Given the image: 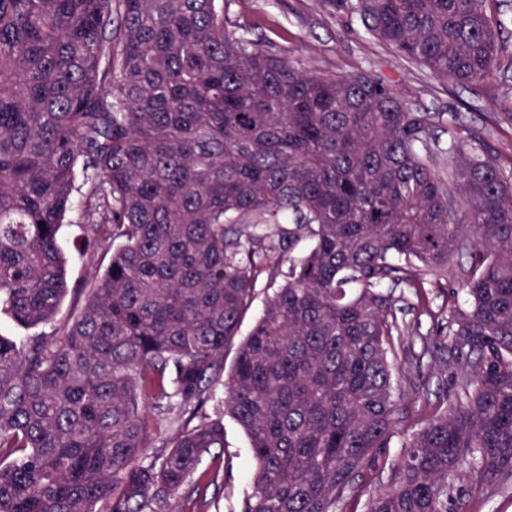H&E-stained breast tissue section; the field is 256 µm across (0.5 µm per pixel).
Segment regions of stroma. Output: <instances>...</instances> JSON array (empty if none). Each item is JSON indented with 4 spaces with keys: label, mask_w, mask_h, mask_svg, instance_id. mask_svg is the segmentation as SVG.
I'll return each mask as SVG.
<instances>
[{
    "label": "stroma",
    "mask_w": 512,
    "mask_h": 512,
    "mask_svg": "<svg viewBox=\"0 0 512 512\" xmlns=\"http://www.w3.org/2000/svg\"><path fill=\"white\" fill-rule=\"evenodd\" d=\"M503 23L500 61L497 70L476 85H461L435 78L421 63L402 58L391 47L369 33L355 14H329L317 0H224L230 25L247 27L253 39L274 45L288 58L301 61L325 76H352L369 73L400 91L413 108L432 113L435 133L446 142L459 135L473 134L493 150L505 172H512V0H500ZM75 207L60 231L66 258L68 293L54 321L43 326L46 335L56 334L70 323L84 306L95 285L94 273L105 270L109 255L95 251L85 233L79 207L83 192H75ZM424 291L433 316L419 314L417 298L404 286L395 295L404 299L398 318L415 326L425 336L448 332V313L461 305L446 281L428 279ZM408 377L402 382L403 417L388 448L377 455L376 467L361 480L359 496L345 497L336 512H365L367 501L389 487L393 471L403 451L402 445L416 428L421 404L437 405L452 386L448 372L440 370L413 383L415 363L404 360ZM249 441L232 419L224 421V453L205 455L195 473L207 484L208 499L216 501L220 512H237L251 490Z\"/></svg>",
    "instance_id": "stroma-1"
}]
</instances>
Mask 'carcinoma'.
Masks as SVG:
<instances>
[{
	"label": "carcinoma",
	"instance_id": "carcinoma-1",
	"mask_svg": "<svg viewBox=\"0 0 512 512\" xmlns=\"http://www.w3.org/2000/svg\"><path fill=\"white\" fill-rule=\"evenodd\" d=\"M319 2L437 78L497 67V0ZM248 33L224 0H0V313L53 321L79 181L112 252L61 338L0 335V512L207 504L191 477L224 423L152 456L148 414L204 401L264 271L279 285L224 381L251 453L239 512H335L402 414L403 297L382 286L419 296L464 254L453 389L365 512L512 483V174L476 137L442 147L382 79L314 73Z\"/></svg>",
	"mask_w": 512,
	"mask_h": 512
}]
</instances>
